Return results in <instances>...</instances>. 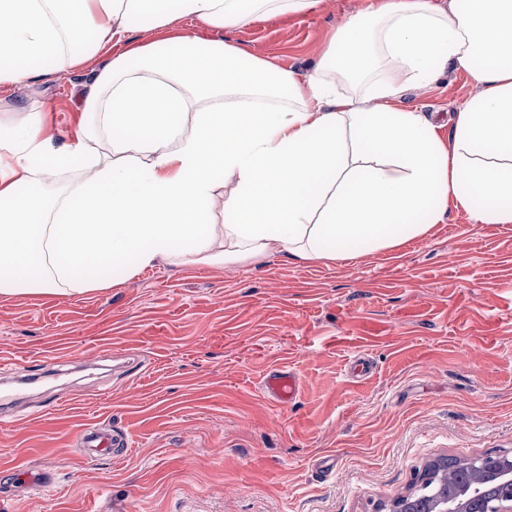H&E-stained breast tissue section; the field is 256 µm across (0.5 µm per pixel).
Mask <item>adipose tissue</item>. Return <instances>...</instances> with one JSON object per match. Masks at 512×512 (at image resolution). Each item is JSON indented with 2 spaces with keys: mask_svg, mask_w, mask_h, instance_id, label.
<instances>
[{
  "mask_svg": "<svg viewBox=\"0 0 512 512\" xmlns=\"http://www.w3.org/2000/svg\"><path fill=\"white\" fill-rule=\"evenodd\" d=\"M319 2L0 0L1 87L86 70L70 142L55 146L38 112L0 120V295L108 288L158 262L358 258L426 235L452 206L512 224V0H383L337 26L307 77L176 26ZM130 33L143 41L109 55ZM450 68L478 92L443 137L403 98ZM73 167L82 177L57 193L20 195ZM228 180L215 233L206 216Z\"/></svg>",
  "mask_w": 512,
  "mask_h": 512,
  "instance_id": "adipose-tissue-1",
  "label": "adipose tissue"
}]
</instances>
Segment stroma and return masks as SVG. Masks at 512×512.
<instances>
[{"label":"stroma","mask_w":512,"mask_h":512,"mask_svg":"<svg viewBox=\"0 0 512 512\" xmlns=\"http://www.w3.org/2000/svg\"><path fill=\"white\" fill-rule=\"evenodd\" d=\"M370 2L179 25L305 76ZM81 82L0 87V118L42 113L68 142ZM476 92L451 71L404 102L444 124ZM60 345L88 367L39 378L0 424V512H379L436 458L512 455V224L452 207L427 235L360 258L163 262L80 294L0 295V363L35 372ZM105 347L132 353L126 375L91 368ZM358 355L370 371L354 379ZM278 367L300 380L285 407L262 392ZM92 422L124 430L131 454L83 457L75 429ZM26 471L45 486L25 485Z\"/></svg>","instance_id":"stroma-1"}]
</instances>
